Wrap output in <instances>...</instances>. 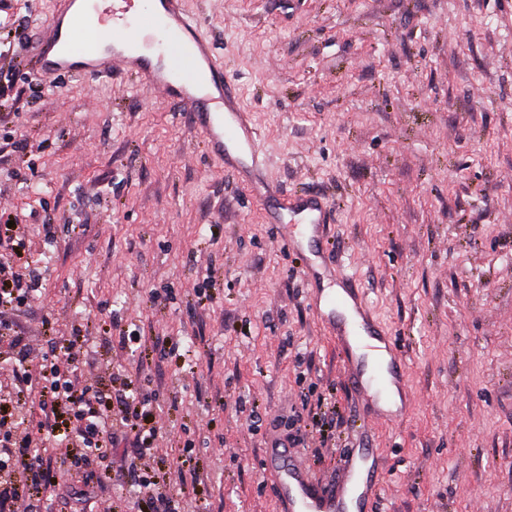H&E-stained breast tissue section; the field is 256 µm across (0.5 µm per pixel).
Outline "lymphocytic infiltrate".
Returning <instances> with one entry per match:
<instances>
[{
    "label": "lymphocytic infiltrate",
    "instance_id": "obj_1",
    "mask_svg": "<svg viewBox=\"0 0 512 512\" xmlns=\"http://www.w3.org/2000/svg\"><path fill=\"white\" fill-rule=\"evenodd\" d=\"M40 287L37 275L22 278L10 262L0 261V309L27 304ZM87 342V336L73 332L61 343L67 365L52 359L31 368L21 366L8 383L0 382V512H14L19 498L54 484L61 467L98 470L118 439L129 437L136 447H151L156 435L153 413L129 395L127 385L108 392L77 387L76 372L88 355ZM26 389L37 392L53 408L35 437L16 434L17 396ZM60 435L76 449L66 459L57 455ZM18 471L23 477L17 481L13 475ZM98 472L100 479H108V471Z\"/></svg>",
    "mask_w": 512,
    "mask_h": 512
}]
</instances>
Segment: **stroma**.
Returning <instances> with one entry per match:
<instances>
[{"instance_id":"stroma-1","label":"stroma","mask_w":512,"mask_h":512,"mask_svg":"<svg viewBox=\"0 0 512 512\" xmlns=\"http://www.w3.org/2000/svg\"><path fill=\"white\" fill-rule=\"evenodd\" d=\"M186 3L241 77L270 176L329 199L323 247L395 336L409 411L364 425L299 259L176 104L46 80L24 111L0 97L4 243L43 286L5 318L33 364L82 328L79 386L131 375L157 434L120 442L110 482L65 473L15 512H145L133 465L180 512H279L260 460L309 392L344 412L319 447L299 434L317 481L372 448V512H512V0Z\"/></svg>"}]
</instances>
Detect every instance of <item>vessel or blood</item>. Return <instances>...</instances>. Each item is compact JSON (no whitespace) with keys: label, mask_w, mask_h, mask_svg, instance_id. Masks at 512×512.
Returning a JSON list of instances; mask_svg holds the SVG:
<instances>
[{"label":"vessel or blood","mask_w":512,"mask_h":512,"mask_svg":"<svg viewBox=\"0 0 512 512\" xmlns=\"http://www.w3.org/2000/svg\"><path fill=\"white\" fill-rule=\"evenodd\" d=\"M85 2L56 0L39 38L34 77H131L180 105L209 156L262 206L283 246L301 254L308 304L336 346L350 389L372 407L369 423L398 422L402 409L382 404L389 391L403 399L409 394L406 361L393 336L351 276L339 274L338 291L324 293L318 286L323 258L304 253V240L322 237L331 221L328 199L310 189L284 191L269 176L261 134L242 104L240 77L215 52L203 22L188 12L185 0H153L146 14L139 0H112L92 10ZM367 338L379 344L373 362L363 351ZM262 463L280 512H366L380 486L381 468L370 448L348 450L340 477L330 485L315 481L303 459L278 440L266 443Z\"/></svg>","instance_id":"1"}]
</instances>
